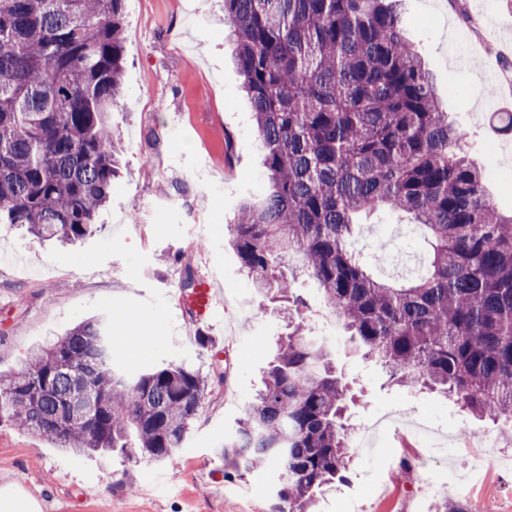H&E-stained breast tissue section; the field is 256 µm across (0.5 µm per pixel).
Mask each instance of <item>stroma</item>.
<instances>
[{"label": "stroma", "mask_w": 512, "mask_h": 512, "mask_svg": "<svg viewBox=\"0 0 512 512\" xmlns=\"http://www.w3.org/2000/svg\"><path fill=\"white\" fill-rule=\"evenodd\" d=\"M406 33L432 68L439 97L467 133L468 157L489 171L491 198L512 213V0H405ZM123 101L111 120L123 136L121 176L94 235L69 246L0 224V372L11 373L36 346L83 320L110 323L118 361L135 371L184 362L213 384L190 434L170 462L131 464L119 453L73 459L47 438L0 422V492L37 500L40 512H272L279 466L244 471L220 454L264 380L288 330L279 305L258 295L229 242L240 203L259 199L264 172L242 92L224 0H127L123 18ZM355 248L388 276L372 237L407 216L360 215ZM206 276L222 285L211 345L183 306L181 282ZM337 375L354 397L353 424L384 415L417 424L455 422L512 449V426L478 422L450 400L390 383L348 335L325 339ZM447 450L437 479L469 489L459 497L416 499L418 475L402 468L404 439L380 428L369 453L349 460L347 482L320 497L314 512L343 499L346 512H512V471L495 466L458 434L437 435ZM376 478L382 496L364 492Z\"/></svg>", "instance_id": "35a3bbf8"}]
</instances>
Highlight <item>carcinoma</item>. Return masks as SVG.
<instances>
[{
	"mask_svg": "<svg viewBox=\"0 0 512 512\" xmlns=\"http://www.w3.org/2000/svg\"><path fill=\"white\" fill-rule=\"evenodd\" d=\"M126 0H0V223L43 240L91 235L110 199L124 89ZM397 0H224V26L264 150L266 192L232 224L262 296L306 276L365 357L396 385L512 418V215L486 191L448 122ZM413 216L433 249L423 274L374 276L355 219ZM222 452L276 460L273 512H308L346 479L347 389L302 323ZM208 379L184 363L128 374L107 323L83 321L0 376V419L81 458L166 462L199 416Z\"/></svg>",
	"mask_w": 512,
	"mask_h": 512,
	"instance_id": "carcinoma-1",
	"label": "carcinoma"
}]
</instances>
